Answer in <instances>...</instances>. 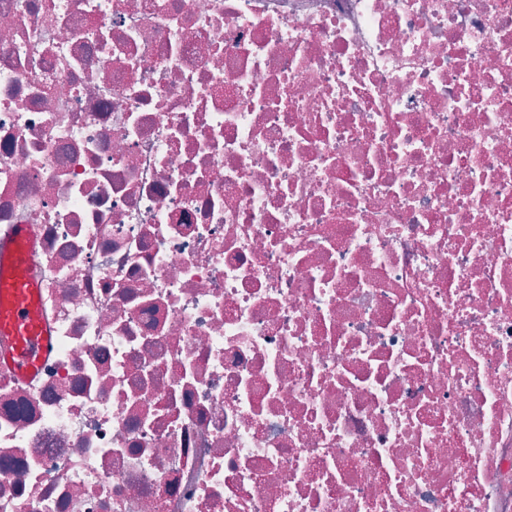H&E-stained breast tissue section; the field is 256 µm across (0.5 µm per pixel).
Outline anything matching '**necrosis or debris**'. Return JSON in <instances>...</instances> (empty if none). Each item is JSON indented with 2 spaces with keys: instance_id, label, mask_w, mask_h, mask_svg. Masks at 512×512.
I'll list each match as a JSON object with an SVG mask.
<instances>
[{
  "instance_id": "1",
  "label": "necrosis or debris",
  "mask_w": 512,
  "mask_h": 512,
  "mask_svg": "<svg viewBox=\"0 0 512 512\" xmlns=\"http://www.w3.org/2000/svg\"><path fill=\"white\" fill-rule=\"evenodd\" d=\"M0 512H512V0H0ZM38 241L37 226L18 224L13 242L0 248V365L20 382L40 371L50 348V335L37 314L38 285L28 260Z\"/></svg>"
}]
</instances>
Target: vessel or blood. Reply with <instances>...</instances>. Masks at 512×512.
Segmentation results:
<instances>
[{
  "mask_svg": "<svg viewBox=\"0 0 512 512\" xmlns=\"http://www.w3.org/2000/svg\"><path fill=\"white\" fill-rule=\"evenodd\" d=\"M37 241L36 225L19 224L12 242L0 248V365L22 382L37 376L50 348L34 305L38 285L28 272Z\"/></svg>",
  "mask_w": 512,
  "mask_h": 512,
  "instance_id": "obj_1",
  "label": "vessel or blood"
}]
</instances>
